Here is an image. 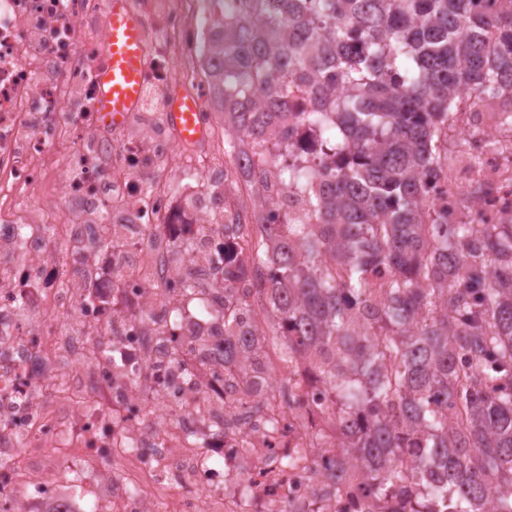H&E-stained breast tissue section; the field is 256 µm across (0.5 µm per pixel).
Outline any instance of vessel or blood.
Instances as JSON below:
<instances>
[{
    "label": "vessel or blood",
    "mask_w": 512,
    "mask_h": 512,
    "mask_svg": "<svg viewBox=\"0 0 512 512\" xmlns=\"http://www.w3.org/2000/svg\"><path fill=\"white\" fill-rule=\"evenodd\" d=\"M108 38L106 61L96 72V110L103 128L123 124L141 104L147 65L144 27L131 0H105ZM201 102L193 94L171 88L165 98L167 122L182 142L196 144L206 136L199 121Z\"/></svg>",
    "instance_id": "1"
}]
</instances>
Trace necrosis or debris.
Returning a JSON list of instances; mask_svg holds the SVG:
<instances>
[{"instance_id": "necrosis-or-debris-1", "label": "necrosis or debris", "mask_w": 512, "mask_h": 512, "mask_svg": "<svg viewBox=\"0 0 512 512\" xmlns=\"http://www.w3.org/2000/svg\"><path fill=\"white\" fill-rule=\"evenodd\" d=\"M209 6L143 0L140 15L145 85L186 83L212 129L211 92L188 68ZM106 38L101 0H0V512H305L336 465V406L309 359L259 391L225 371L223 271L244 263V236L193 206L199 154L178 151L166 121L102 134ZM495 125L483 108L456 121L464 148L437 192L450 221L512 208V167L483 150ZM163 167L186 192L155 187ZM479 183L492 194L462 214L460 192ZM244 184L269 223L303 219L279 181L225 168L226 192ZM199 278L188 301L181 286ZM287 450L292 464H277Z\"/></svg>"}]
</instances>
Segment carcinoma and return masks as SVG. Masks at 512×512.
<instances>
[{"label": "carcinoma", "instance_id": "carcinoma-1", "mask_svg": "<svg viewBox=\"0 0 512 512\" xmlns=\"http://www.w3.org/2000/svg\"><path fill=\"white\" fill-rule=\"evenodd\" d=\"M201 64L236 163L276 169L316 217L224 224L263 253L224 270V324L262 295L284 363L321 353L363 512H512V210L450 224L436 197L461 94L512 120V0H231ZM292 77L324 86L299 162L280 152ZM266 341L225 331L224 370L245 352L263 383Z\"/></svg>", "mask_w": 512, "mask_h": 512}]
</instances>
